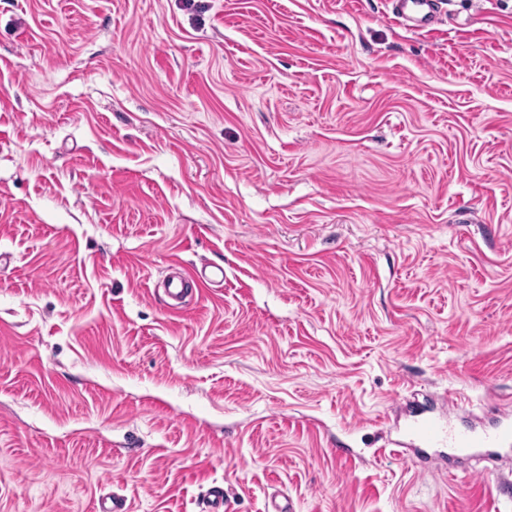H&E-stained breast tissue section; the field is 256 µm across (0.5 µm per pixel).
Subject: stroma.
<instances>
[{"mask_svg": "<svg viewBox=\"0 0 512 512\" xmlns=\"http://www.w3.org/2000/svg\"><path fill=\"white\" fill-rule=\"evenodd\" d=\"M442 12L0 0V512H512L389 453L512 417V0ZM441 3L440 0H389L392 15L418 31L438 22Z\"/></svg>", "mask_w": 512, "mask_h": 512, "instance_id": "35a3bbf8", "label": "stroma"}]
</instances>
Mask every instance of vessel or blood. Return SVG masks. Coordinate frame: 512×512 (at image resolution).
<instances>
[{"label":"vessel or blood","instance_id":"b4317fda","mask_svg":"<svg viewBox=\"0 0 512 512\" xmlns=\"http://www.w3.org/2000/svg\"><path fill=\"white\" fill-rule=\"evenodd\" d=\"M395 18L408 23L409 27L425 30L438 22L441 0H389ZM411 440L425 448H451L465 456L476 448H508L512 446V424L498 423L492 429L481 432L456 431L439 417L418 414L408 426Z\"/></svg>","mask_w":512,"mask_h":512}]
</instances>
